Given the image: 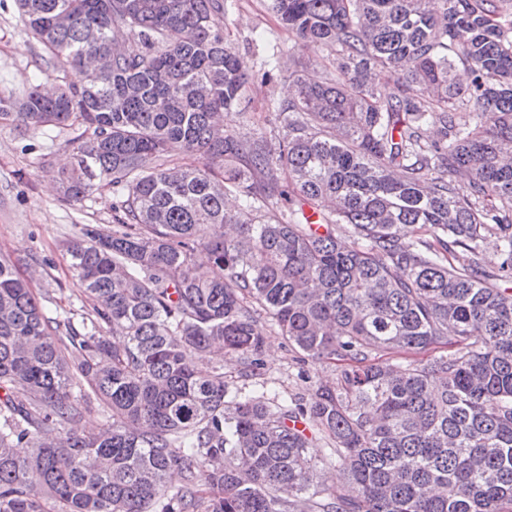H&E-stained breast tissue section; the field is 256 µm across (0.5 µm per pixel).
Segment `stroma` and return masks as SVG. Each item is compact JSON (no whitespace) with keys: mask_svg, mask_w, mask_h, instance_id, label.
<instances>
[{"mask_svg":"<svg viewBox=\"0 0 512 512\" xmlns=\"http://www.w3.org/2000/svg\"><path fill=\"white\" fill-rule=\"evenodd\" d=\"M270 0H224V38L237 53L242 68L254 74L265 57L278 52L288 59L294 41L269 8ZM73 81V68H52L42 47L32 38L17 10L15 0H0V98H23L32 84L47 78ZM287 77L255 87L246 106L248 124L235 113L224 115V124L235 131L259 130L274 124L270 100L288 99ZM73 127L24 130L0 120V252L24 259L23 275L49 316L80 314L84 298L70 266L68 243L78 225L93 224L108 233L113 227L112 208L118 195L101 185L84 202L60 200L54 175L67 162L75 146ZM260 378L245 379L235 358L224 357V378L242 393L267 386L280 397L310 400L313 384L331 382L340 368L336 362L301 363L287 339L270 334L262 356Z\"/></svg>","mask_w":512,"mask_h":512,"instance_id":"1","label":"stroma"}]
</instances>
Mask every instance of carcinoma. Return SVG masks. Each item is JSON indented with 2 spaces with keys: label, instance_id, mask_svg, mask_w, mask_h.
I'll return each instance as SVG.
<instances>
[{
  "label": "carcinoma",
  "instance_id": "obj_1",
  "mask_svg": "<svg viewBox=\"0 0 512 512\" xmlns=\"http://www.w3.org/2000/svg\"><path fill=\"white\" fill-rule=\"evenodd\" d=\"M16 2L84 80L0 98V120L82 128L63 197L120 201L112 235L68 246L79 329L0 253V512H512V0H272L295 93L247 134L224 128L254 85L224 0ZM270 325L344 363L311 402L198 365L257 375Z\"/></svg>",
  "mask_w": 512,
  "mask_h": 512
}]
</instances>
